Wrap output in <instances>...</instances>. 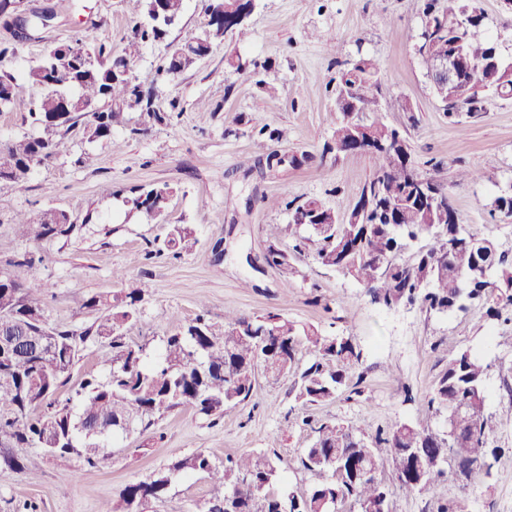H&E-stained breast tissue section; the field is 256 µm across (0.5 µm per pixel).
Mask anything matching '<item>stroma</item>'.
Returning <instances> with one entry per match:
<instances>
[{
	"mask_svg": "<svg viewBox=\"0 0 512 512\" xmlns=\"http://www.w3.org/2000/svg\"><path fill=\"white\" fill-rule=\"evenodd\" d=\"M479 5L486 16L482 35L497 39L511 56L512 9L503 0ZM44 7L51 19L23 41L0 19V73L15 76L22 102L40 94L23 73L47 50L86 42L118 54L135 24L126 0L22 5L27 12ZM203 20L201 0H187L165 41L146 45L133 67L137 83L161 108L171 109L169 121L144 126L135 116L95 142L75 128L26 183L0 185V269L25 279L29 272L15 266V259L41 253L36 274L48 285L47 320L79 332L97 325L104 311L79 308L78 298L109 297L126 283L142 288L140 319L127 339L153 356L177 323L197 313L207 312L216 322L228 312L279 313L327 335L353 337L363 349L362 380L335 399L307 407L295 398L293 377H262L251 398L222 418L176 410L118 439L97 468H83L74 456L50 457L33 481L7 461L34 456V449L0 448V512L25 500L37 503L39 512H99L106 502L116 508L125 486L197 452L218 464L246 452L277 454L274 490L302 494L318 480L300 464L313 442L303 416L371 434L398 421L445 432L444 415L428 411L426 397L449 353L459 349L480 353L489 366V473L467 477L451 465L431 493L411 495L400 487L391 460L383 461L378 477L389 488L390 512H438L453 502L466 512H512V347L487 342L492 332L512 334V322L490 320L481 306L449 317L417 304L381 307L353 280L319 267L309 249L294 255L288 282L263 260L265 228L288 224L290 203L316 199L346 213L372 175L366 154L323 151L336 122V85L361 55L376 63L385 99L410 102L411 111H388L385 120L403 132L419 168L447 185L460 223L512 254V217L491 210L493 199L512 189V99H490L481 118L449 123L413 51L423 22L416 0H260L248 39L216 40L191 68L172 79L161 76L158 69L170 51L198 34ZM330 34L331 47L324 42ZM229 56L245 63L246 72L227 67ZM138 125L142 133L132 134ZM272 130L282 132V139H269ZM272 150L297 156L301 166L258 167ZM491 160L498 167L493 183L478 176ZM461 171L472 172V179L457 182ZM164 182L172 188L166 222L125 206L131 191ZM48 209L66 211L75 231L41 243L24 236L18 215ZM173 224L191 225L194 249L147 257ZM218 241L220 257L213 252ZM117 271L124 282L115 281ZM111 357L108 339L88 340L59 401L75 399L83 379L105 378ZM209 490L206 477L190 476L148 512H199Z\"/></svg>",
	"mask_w": 512,
	"mask_h": 512,
	"instance_id": "1",
	"label": "stroma"
}]
</instances>
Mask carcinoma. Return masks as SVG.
Listing matches in <instances>:
<instances>
[{"instance_id":"1","label":"carcinoma","mask_w":512,"mask_h":512,"mask_svg":"<svg viewBox=\"0 0 512 512\" xmlns=\"http://www.w3.org/2000/svg\"><path fill=\"white\" fill-rule=\"evenodd\" d=\"M210 27L216 14L232 0H205ZM461 0H422V29L441 33L437 45L450 55L465 56L460 84L448 88V121L457 123L462 115L477 117L484 106H476L471 89H485V96L512 99V79L504 80L498 65L511 63L496 40L482 39L484 12L472 2L474 15L465 28L451 22ZM137 18L124 53L113 55L106 45H80V53L57 48L48 50L25 77L42 88L28 103L15 97L16 77L0 74V112L24 109L35 135H24L7 143L0 141V183L24 184L32 174L29 161L55 155L62 139L83 117L90 140L107 137L126 123V116L138 112L162 123L167 113L154 105L152 93L139 84L117 76L139 58L141 46L165 39L169 27L180 18L185 0H166L164 21L156 20L152 0H128ZM211 45L190 38L168 56L163 72L176 75L206 56ZM66 70V85L55 81V73ZM346 93L369 114L373 138L380 142L368 152L374 173L358 200L348 208L345 220L336 210L316 200L297 205L293 212L292 251L304 252L315 246L314 258L328 271L348 277L367 290L371 301L388 309L419 304L446 316L465 312L473 305L488 307L496 319L508 315L512 321V260L498 243L469 231L448 215L412 195L414 167L410 152H399L394 142L400 130L383 121L379 113L382 84L376 64L367 58L352 63L340 79L336 94ZM340 120L324 153L346 147L350 127L346 113L336 108ZM172 188L164 183L140 189L125 198L130 210L155 217L165 213ZM24 233L34 241L71 235L75 226L66 213L48 223L38 216L18 220ZM280 225L267 228V264L281 270L284 285L293 274L288 253L278 246ZM431 242L419 250L413 261L402 263L398 255L404 242L419 236ZM194 232L187 224L170 225L164 246L154 250L195 245ZM38 277L20 281L0 271V331L31 338L43 336L48 347L33 344L28 357L18 364L0 359V447H34L44 457L77 455L82 465L95 468L102 460L100 441L88 435L97 423L112 435L148 427L152 418L175 409L221 418L224 410L247 401L256 384V371L278 379L290 371L306 349L312 356L294 382L296 398L303 404L333 399L354 378L362 362V351L350 337L328 336L313 328L299 326L277 313L247 317L228 313L224 323L211 322L201 313L178 324L163 340L154 360L145 348L127 341V332L139 321L142 290L128 288L113 300L91 296L80 307L107 308L97 328L77 333L49 325L45 316V289ZM112 338L109 377L102 382L92 376L82 381L78 403L61 404L55 398L68 379L81 346L89 337ZM487 369L483 359L469 350L448 357L440 378L427 399L428 409L444 413L456 435H439L408 422H396L368 435L354 426L323 422L312 427L315 438L304 450L302 466L320 480L297 496L271 489L277 472L278 455L242 453L228 457L218 466L204 453L178 457L154 473L148 481L127 486L121 494L122 512H146L148 504L163 499L179 479L201 474L209 479L210 496L201 512H336L348 500L361 512H389L388 490L378 479L379 462L392 460L401 486L419 494L433 489L445 474L448 455L470 469L487 465L490 427L485 416Z\"/></svg>"}]
</instances>
